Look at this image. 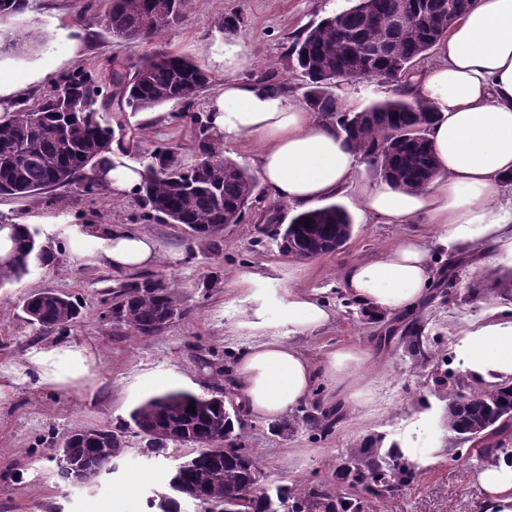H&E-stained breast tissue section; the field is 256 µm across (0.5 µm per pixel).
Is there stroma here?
Listing matches in <instances>:
<instances>
[{
  "label": "stroma",
  "instance_id": "1",
  "mask_svg": "<svg viewBox=\"0 0 512 512\" xmlns=\"http://www.w3.org/2000/svg\"><path fill=\"white\" fill-rule=\"evenodd\" d=\"M347 5V0H187L172 27L145 40L122 42L106 25L110 0H26L21 14L0 20V36L32 32L37 40L25 55H0V82L33 102L51 88L50 81L35 78L43 70L57 76L115 61L130 70L152 55L177 52L198 59L214 75L219 59L228 54L246 58L243 79L254 81L274 70L289 95L298 98L303 79L289 65L292 42ZM232 13L241 16L242 25L232 33L220 31L218 20ZM175 111L169 105L130 115L136 146L114 148V164L140 162L143 148L161 145L177 147L184 163L193 165L198 159L193 126L176 120ZM333 201L352 218L351 239L337 252L297 261L281 253L251 220L227 225L214 246L192 239L178 225L143 220L133 193L91 199L57 188L29 198H0V223L48 212L151 235L162 259L143 274L176 284L184 308L183 316L160 333L130 335L122 324L102 316L109 291L126 281L128 272L102 260L78 261L77 253L92 245L74 236L65 222L54 231H41V240L63 248L58 267L31 269L0 288V512H152L148 497L167 490L176 457L191 449L178 448L172 459L145 458L143 439L127 426L129 415L151 396L168 391L204 395L211 392L216 374L232 376L236 358L251 338L236 328L248 303L231 288L238 277L251 273L260 275L268 290L297 288L331 306L333 321L298 342L313 360L342 346L371 355L362 371L369 403L347 406L340 387L318 380L312 403L344 408L329 435L301 427L283 436L265 421L241 416L240 443L259 457L266 482L301 488L335 483L345 448L375 441L385 449L410 446L414 424L424 415L435 446L433 460L413 483L380 502L377 512H476L478 493L468 475L480 470L481 463L469 444L449 433L448 400L437 392L435 379L461 375L453 346L483 305L512 310V300L494 288L498 280L512 276V261L489 247L463 250L453 285L433 286L413 316L367 320L347 304L343 270L378 258L418 227L374 223L348 192L334 195ZM42 290L80 303V321L69 334L38 331L25 323L24 299ZM412 318L432 353L425 364L408 355L405 338L384 337L386 329L404 328ZM64 343L87 348L94 360L92 377L76 387L41 383L29 366V353ZM77 427L124 431L126 452L118 472L93 486H68L56 476L58 441Z\"/></svg>",
  "mask_w": 512,
  "mask_h": 512
}]
</instances>
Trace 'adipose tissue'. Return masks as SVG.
<instances>
[{"mask_svg":"<svg viewBox=\"0 0 512 512\" xmlns=\"http://www.w3.org/2000/svg\"><path fill=\"white\" fill-rule=\"evenodd\" d=\"M435 52L410 94L435 112L427 137L440 174L417 191L356 182L359 157L337 136L335 121L240 78L245 58L224 56V83L208 106L223 141L247 137L258 145L255 166L270 199L312 210L351 188L379 223L432 225L433 239L408 235L381 257L345 270V293L378 315L409 313L422 304L434 281L431 246L454 253L489 245L512 259V0H472ZM74 231L116 269L160 259L156 241L136 230L83 223ZM258 280L249 274L235 282L250 304L238 327L254 338L233 375L246 413L274 421L308 400L321 377L349 384L351 400L361 403L366 387L349 380L367 362L366 351L340 347L316 363L295 344L331 321L329 304L295 288L268 291ZM454 356L474 382L512 383V316L485 308L455 344ZM29 364L42 383L56 386L76 385L90 371L85 349L75 344L41 349ZM470 480L479 490L478 512H512V463L487 465Z\"/></svg>","mask_w":512,"mask_h":512,"instance_id":"ef3b65f1","label":"adipose tissue"}]
</instances>
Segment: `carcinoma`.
Listing matches in <instances>:
<instances>
[{
	"instance_id": "carcinoma-1",
	"label": "carcinoma",
	"mask_w": 512,
	"mask_h": 512,
	"mask_svg": "<svg viewBox=\"0 0 512 512\" xmlns=\"http://www.w3.org/2000/svg\"><path fill=\"white\" fill-rule=\"evenodd\" d=\"M186 0H112L106 23L112 34L134 40L157 34L176 23ZM351 6L307 29L295 42L291 56L305 78L303 98L307 107L336 117V129L359 157L392 185L420 189L438 175L427 139L434 119L430 105L411 98L409 87L423 59L443 34L437 20L450 0H420L418 11L406 24H390L397 0H348ZM389 78L392 97L352 112L344 108L337 90L353 79ZM64 82L68 95L61 100L50 92L36 104L22 99L0 118V195L28 198L53 188L83 190L96 173L114 167L112 125L123 127V113L153 111L168 104L191 105L190 87L201 93L210 83L207 71L192 58L160 54L134 67L133 74L115 69L108 76L76 69L55 82ZM115 111L116 123L103 118ZM196 131L200 162L183 163L177 148L156 146L145 157L142 182L137 187L143 217L162 218L183 225L197 239L213 241L215 224L224 223V207L240 212L243 222L258 194V182L247 169L224 157L219 135L208 118L190 114ZM310 225H305V218ZM282 251L306 260L351 238L352 219L339 204L298 214L286 226ZM15 246L0 261V288L30 272L32 267L58 264L62 247L44 245L29 225L13 226ZM25 322L41 330L65 332L78 322L80 307L72 297L43 291L23 304ZM112 318L134 335L151 336L169 321L183 315L175 292L155 288L151 278L136 277L121 286L110 307ZM409 354L427 360L419 329L406 328ZM216 395L208 398L174 391L153 396L130 414L136 434L147 437L143 452L169 457V445L202 446V453L174 468L166 492L156 494L151 506L157 512H182L187 500L183 489L197 493L196 512H376V504L409 485L415 466L395 448H347L335 486L312 484L302 490L287 485H267L259 460L236 443L216 438L232 423L228 407L233 391L215 383ZM195 406V412L187 411ZM340 417V409L314 405L302 416L273 423L281 434L292 435L300 426L324 435ZM448 431L479 449L478 461L495 463L512 457V401L504 392L491 408L482 391L455 392L448 403ZM125 453L123 435L106 428H74L61 438L56 458L59 480L73 482L71 466L91 463L104 470Z\"/></svg>"
}]
</instances>
